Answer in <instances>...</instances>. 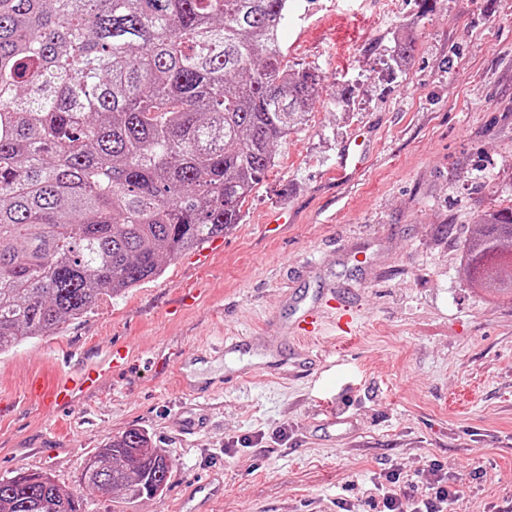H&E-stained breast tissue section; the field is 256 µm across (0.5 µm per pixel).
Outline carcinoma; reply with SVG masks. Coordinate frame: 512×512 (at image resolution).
Masks as SVG:
<instances>
[{
  "label": "carcinoma",
  "instance_id": "cac0c4a2",
  "mask_svg": "<svg viewBox=\"0 0 512 512\" xmlns=\"http://www.w3.org/2000/svg\"><path fill=\"white\" fill-rule=\"evenodd\" d=\"M288 0H0V355L163 272L241 222L319 75L284 62ZM512 208L483 214L464 271L512 297ZM172 460L131 430L87 490L131 503ZM0 512H82L46 474L0 479Z\"/></svg>",
  "mask_w": 512,
  "mask_h": 512
}]
</instances>
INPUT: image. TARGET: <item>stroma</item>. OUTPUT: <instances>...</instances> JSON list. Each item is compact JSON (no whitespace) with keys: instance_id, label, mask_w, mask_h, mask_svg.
Listing matches in <instances>:
<instances>
[{"instance_id":"stroma-1","label":"stroma","mask_w":512,"mask_h":512,"mask_svg":"<svg viewBox=\"0 0 512 512\" xmlns=\"http://www.w3.org/2000/svg\"><path fill=\"white\" fill-rule=\"evenodd\" d=\"M281 39L289 66L320 76L307 127L279 142L209 262L165 263L0 356V478L45 472L78 490L88 456L135 429L174 461L165 492H86L85 512H178L214 471L213 512H339L393 470L424 496L434 463L461 479V512H512V300L463 270L480 215L512 208V0H288ZM354 137L365 167L344 179ZM283 207L287 223H266ZM327 288L356 324L310 339L303 379L276 376L256 346L190 360L222 336L281 335L291 295ZM114 346L137 356L77 412L24 402L73 351ZM179 363L201 381L243 377L208 404L178 392Z\"/></svg>"}]
</instances>
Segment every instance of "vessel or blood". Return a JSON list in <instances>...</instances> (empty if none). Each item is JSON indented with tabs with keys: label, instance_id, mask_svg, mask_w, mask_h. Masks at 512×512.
I'll return each mask as SVG.
<instances>
[{
	"label": "vessel or blood",
	"instance_id": "b4317fda",
	"mask_svg": "<svg viewBox=\"0 0 512 512\" xmlns=\"http://www.w3.org/2000/svg\"><path fill=\"white\" fill-rule=\"evenodd\" d=\"M365 157L354 146H347L341 154L337 171L343 176H352L364 167ZM355 319L347 313L345 307L330 304L309 303L305 299H294L292 310L284 323V331L290 337L299 339L300 344L293 348L286 360V373L297 378L308 371L313 358L304 347V340L319 336L325 328L331 327L342 332L351 331ZM131 362L127 348L115 347L105 355L86 361L74 374L62 376L50 394H42L38 384H31V398H47L49 403L58 409L75 410L83 398L98 390L100 383L112 375L125 371ZM233 375H225L223 381L202 388L179 377V388L188 395L213 401L224 392L227 384L233 383ZM223 480L220 475H212L202 483L192 486L181 502V512H210L211 503L223 491Z\"/></svg>",
	"mask_w": 512,
	"mask_h": 512
}]
</instances>
